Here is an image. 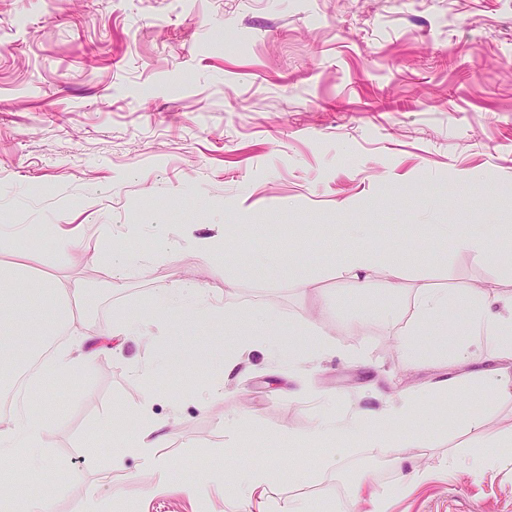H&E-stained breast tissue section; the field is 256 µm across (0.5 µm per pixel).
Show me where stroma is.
Segmentation results:
<instances>
[{
    "label": "stroma",
    "mask_w": 512,
    "mask_h": 512,
    "mask_svg": "<svg viewBox=\"0 0 512 512\" xmlns=\"http://www.w3.org/2000/svg\"><path fill=\"white\" fill-rule=\"evenodd\" d=\"M2 224L41 240L0 247V270L22 262L32 280L97 291L61 347L100 346L115 310L184 285L212 311L160 318L75 380H45L47 465H0V512L45 492L52 512H350L365 474L387 512H512V401L487 405L480 383L412 410L421 448L331 458L314 434L324 414L370 415L498 366L485 332L468 364L409 365L398 344L421 287L512 292V0H0ZM75 224L85 245L62 250ZM351 224L372 227L382 257L362 294L347 289ZM439 224L483 235L485 257ZM107 230L139 253L131 270L101 263ZM160 231L172 247L158 259ZM218 233L220 255H198L195 240ZM271 248L278 264H259ZM255 309L332 354L290 366L244 351L201 408L218 362L259 334ZM144 406L160 425L149 460L123 434ZM488 439L483 475L458 466ZM261 465L267 484L240 498L236 473Z\"/></svg>",
    "instance_id": "obj_1"
}]
</instances>
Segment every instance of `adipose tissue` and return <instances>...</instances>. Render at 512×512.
Segmentation results:
<instances>
[{
	"label": "adipose tissue",
	"mask_w": 512,
	"mask_h": 512,
	"mask_svg": "<svg viewBox=\"0 0 512 512\" xmlns=\"http://www.w3.org/2000/svg\"><path fill=\"white\" fill-rule=\"evenodd\" d=\"M367 228L362 224L349 227L348 264L355 276L350 284L353 291L366 288L364 271L373 269L379 256L366 245ZM30 278L25 265L18 264L0 275V326L8 333L0 337V390L10 391L14 380L24 370L27 362H35L37 373L30 380L28 392H36L47 378H71L77 375L89 355L83 350L84 337L73 339L71 348L45 356L43 346L48 335L65 333L75 318V305L83 300L86 288L82 282L48 280L39 289V301L33 315L19 317L13 306L14 290ZM465 308L463 325L442 327L447 317V292L423 288L417 299L415 320L433 325L431 338L405 337L401 351L407 363H415L430 354L443 351L458 363L472 357L475 331L485 330L498 338L497 359L512 363V293L486 296L471 291L462 297ZM172 317L208 315V305L197 288L184 286L170 290L162 296L150 297L135 314L114 318L107 327V336H141L154 325L157 313ZM407 407L389 404L372 417L352 415L345 418L329 416L320 420L315 435L331 445L352 446L370 443L375 448H387L398 442L420 445L422 433L407 429ZM48 423L34 412L28 401H20L11 415L8 426L0 428V461L14 459L17 449H30L29 464L33 471H40L45 459L37 453L44 447Z\"/></svg>",
	"instance_id": "ef3b65f1"
}]
</instances>
